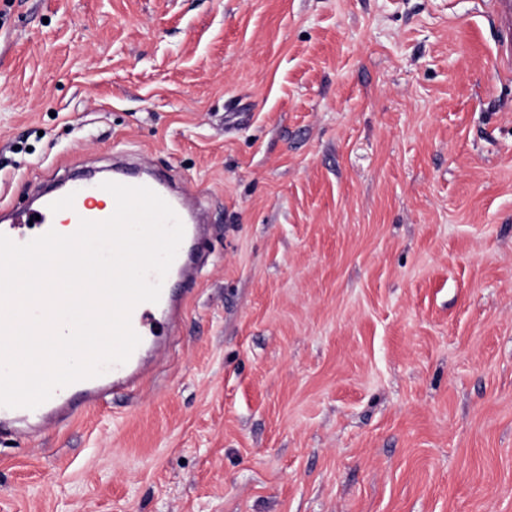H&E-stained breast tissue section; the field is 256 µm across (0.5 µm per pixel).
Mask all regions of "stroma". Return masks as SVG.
I'll return each mask as SVG.
<instances>
[{"instance_id":"stroma-1","label":"stroma","mask_w":512,"mask_h":512,"mask_svg":"<svg viewBox=\"0 0 512 512\" xmlns=\"http://www.w3.org/2000/svg\"><path fill=\"white\" fill-rule=\"evenodd\" d=\"M490 0H0V203L126 152L209 209L131 394L0 437V512H512Z\"/></svg>"}]
</instances>
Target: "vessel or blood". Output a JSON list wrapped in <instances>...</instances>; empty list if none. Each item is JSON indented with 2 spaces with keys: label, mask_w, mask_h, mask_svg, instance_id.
Returning a JSON list of instances; mask_svg holds the SVG:
<instances>
[{
  "label": "vessel or blood",
  "mask_w": 512,
  "mask_h": 512,
  "mask_svg": "<svg viewBox=\"0 0 512 512\" xmlns=\"http://www.w3.org/2000/svg\"><path fill=\"white\" fill-rule=\"evenodd\" d=\"M493 19L498 30L497 56L504 66L512 65V0H492ZM115 182L146 186L159 194L175 211L184 226V238L169 272L181 283L180 292L162 288L158 302L137 304L130 315L131 326L141 342L129 360L110 365L102 375L76 381L58 388L52 397L36 408L0 406V434L13 433L17 423L35 419L39 426L61 423L74 417L78 410L91 407L99 399L133 388L145 375L150 353L159 351L161 340L170 325L175 324L193 293L196 277L192 271L197 250L203 239V215L188 200L173 191L170 182L156 175L132 178L116 173ZM99 183L57 184L37 196L25 212L10 222L0 224V234L24 244L58 224H76L80 220L103 221L110 213L95 207L93 200L102 195Z\"/></svg>",
  "instance_id": "1"
}]
</instances>
